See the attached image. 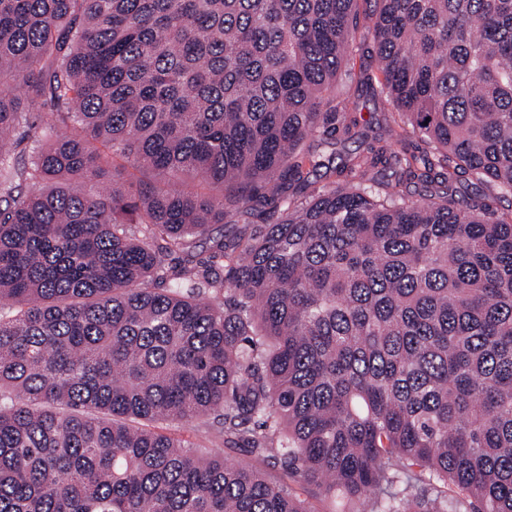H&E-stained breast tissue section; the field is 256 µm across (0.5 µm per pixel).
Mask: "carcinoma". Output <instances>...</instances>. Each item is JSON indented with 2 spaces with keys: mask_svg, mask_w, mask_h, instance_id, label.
Returning a JSON list of instances; mask_svg holds the SVG:
<instances>
[{
  "mask_svg": "<svg viewBox=\"0 0 512 512\" xmlns=\"http://www.w3.org/2000/svg\"><path fill=\"white\" fill-rule=\"evenodd\" d=\"M357 2L0 0V512H309L173 423L367 512H512V219L399 189L512 194V0H373L436 155L287 194L335 169ZM451 185L457 191V195L489 197L500 215H510L512 196L509 194H497L490 184H473L468 180L467 176H462L454 178ZM165 433L180 439L186 447H200L209 445L207 434L202 429L188 425H168Z\"/></svg>",
  "mask_w": 512,
  "mask_h": 512,
  "instance_id": "1",
  "label": "carcinoma"
}]
</instances>
